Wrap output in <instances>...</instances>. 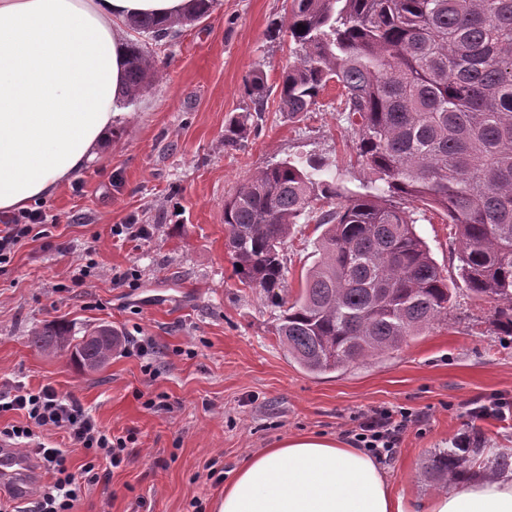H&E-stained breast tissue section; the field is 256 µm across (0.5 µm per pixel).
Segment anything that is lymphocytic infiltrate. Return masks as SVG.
Instances as JSON below:
<instances>
[{
  "instance_id": "1",
  "label": "lymphocytic infiltrate",
  "mask_w": 512,
  "mask_h": 512,
  "mask_svg": "<svg viewBox=\"0 0 512 512\" xmlns=\"http://www.w3.org/2000/svg\"><path fill=\"white\" fill-rule=\"evenodd\" d=\"M18 411L25 420L0 429V439L25 446L36 443L40 431L58 429L67 433L74 445L83 448L86 458L78 470H71L68 452L62 448L37 445L50 475L49 482L36 491L35 512H72L86 485L97 482L102 463L119 467L126 441L102 429L94 417L72 396L59 394L52 386L32 390L21 385L0 392V413ZM415 419L405 410L372 411L352 432L356 447L375 459L394 458L403 434Z\"/></svg>"
}]
</instances>
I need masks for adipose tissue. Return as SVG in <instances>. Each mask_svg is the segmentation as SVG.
I'll use <instances>...</instances> for the list:
<instances>
[{
  "label": "adipose tissue",
  "mask_w": 512,
  "mask_h": 512,
  "mask_svg": "<svg viewBox=\"0 0 512 512\" xmlns=\"http://www.w3.org/2000/svg\"><path fill=\"white\" fill-rule=\"evenodd\" d=\"M192 0H0V212L70 182L110 138L124 91V21L174 19ZM218 512H512V472L471 475L430 497L397 493L380 464L305 434L249 456Z\"/></svg>",
  "instance_id": "ef3b65f1"
}]
</instances>
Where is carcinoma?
<instances>
[{
  "mask_svg": "<svg viewBox=\"0 0 512 512\" xmlns=\"http://www.w3.org/2000/svg\"><path fill=\"white\" fill-rule=\"evenodd\" d=\"M181 20L133 17L155 38ZM305 31L297 30V25ZM286 32L300 48L279 87V110L311 111L325 85L341 88L345 121L372 191L347 194L326 164L289 158L243 183L224 201V230L240 280L282 309L276 331L288 356L311 374L389 355L436 321L448 319V274L418 235L419 207L455 225L457 276L474 296L495 302L493 321L512 336V0H291ZM153 65L138 40L126 45V93L133 99ZM249 92L263 106V74ZM247 124L232 120L235 147ZM324 200L319 258L299 296L274 292L284 280L282 246L294 225ZM107 325L76 338L58 322L32 330L48 351L68 344L82 370L112 357ZM482 448H449L429 473L459 479Z\"/></svg>",
  "mask_w": 512,
  "mask_h": 512,
  "instance_id": "carcinoma-1",
  "label": "carcinoma"
}]
</instances>
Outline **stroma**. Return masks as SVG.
Here are the masks:
<instances>
[{
    "instance_id": "stroma-1",
    "label": "stroma",
    "mask_w": 512,
    "mask_h": 512,
    "mask_svg": "<svg viewBox=\"0 0 512 512\" xmlns=\"http://www.w3.org/2000/svg\"><path fill=\"white\" fill-rule=\"evenodd\" d=\"M286 0H212L208 14L163 40L127 32L158 71L134 101H120L112 140L79 176L36 201L45 219L0 269V385H51L98 425L130 437L120 467L102 473L73 512H218L224 485L249 455L300 434L345 438L361 413L405 409L418 419L384 470L396 492L425 498L435 453L481 438L482 469L512 450V413L474 420V404L512 401V336L491 324L487 300L465 287L447 320L399 351L312 375L276 335L278 307L241 283L224 233V201L268 164L304 156L339 185L364 191L371 175L328 82L301 120L278 109L281 71L295 59L288 36L269 34ZM263 73L256 107L246 88ZM253 119L237 147L232 119ZM144 224L149 237L114 235ZM418 234L453 272L454 226L430 211ZM316 219L295 225L283 254L285 300L317 258ZM63 321L73 333L107 324L122 339L107 365L77 369L65 350L44 351L31 331ZM151 340L138 352L139 340Z\"/></svg>"
}]
</instances>
